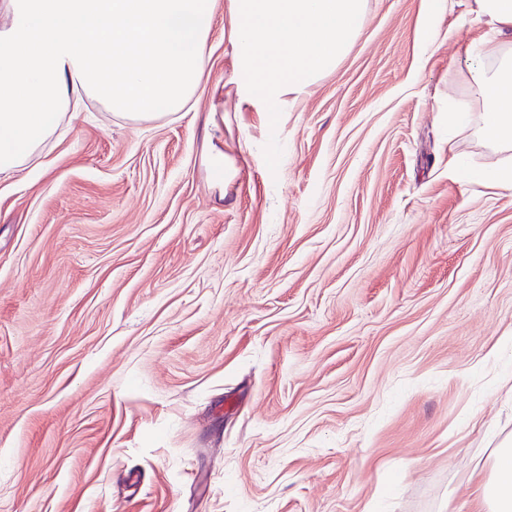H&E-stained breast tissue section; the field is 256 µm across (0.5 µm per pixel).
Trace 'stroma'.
I'll use <instances>...</instances> for the list:
<instances>
[{
  "label": "stroma",
  "mask_w": 512,
  "mask_h": 512,
  "mask_svg": "<svg viewBox=\"0 0 512 512\" xmlns=\"http://www.w3.org/2000/svg\"><path fill=\"white\" fill-rule=\"evenodd\" d=\"M484 35L457 0H368L271 126L214 89L219 21L189 111L88 104L1 175L0 512H481L512 192L444 114Z\"/></svg>",
  "instance_id": "obj_1"
}]
</instances>
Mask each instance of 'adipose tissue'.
Here are the masks:
<instances>
[{
  "label": "adipose tissue",
  "mask_w": 512,
  "mask_h": 512,
  "mask_svg": "<svg viewBox=\"0 0 512 512\" xmlns=\"http://www.w3.org/2000/svg\"><path fill=\"white\" fill-rule=\"evenodd\" d=\"M367 0H0V175L38 153L63 112L92 98L121 117L149 120L184 109L209 63L216 20L235 53L236 109L276 123L360 33ZM490 40L465 59L478 111L450 123L477 127L498 153L512 152V0H464ZM478 480L489 512H512V442Z\"/></svg>",
  "instance_id": "ef3b65f1"
}]
</instances>
